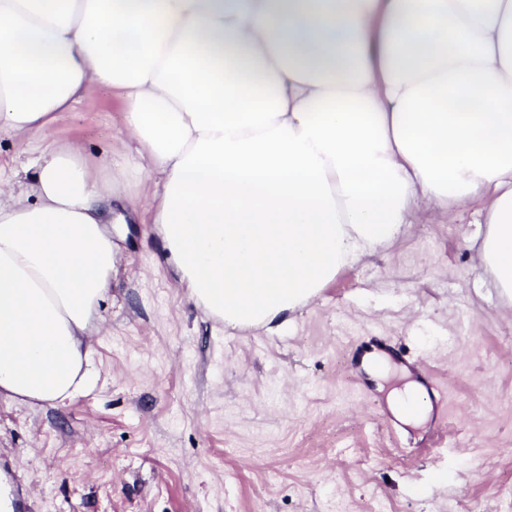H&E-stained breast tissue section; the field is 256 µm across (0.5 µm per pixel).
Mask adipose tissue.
Masks as SVG:
<instances>
[{"instance_id":"1","label":"adipose tissue","mask_w":512,"mask_h":512,"mask_svg":"<svg viewBox=\"0 0 512 512\" xmlns=\"http://www.w3.org/2000/svg\"><path fill=\"white\" fill-rule=\"evenodd\" d=\"M119 92L124 168L74 145L0 173V398L59 408L100 371L127 169L206 315L266 326L398 241L421 207L481 202L474 269L512 296V0H0V133ZM396 416L431 411L407 370Z\"/></svg>"}]
</instances>
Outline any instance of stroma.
Returning <instances> with one entry per match:
<instances>
[{
    "label": "stroma",
    "instance_id": "obj_1",
    "mask_svg": "<svg viewBox=\"0 0 512 512\" xmlns=\"http://www.w3.org/2000/svg\"><path fill=\"white\" fill-rule=\"evenodd\" d=\"M124 107L103 88L27 141L0 136L21 181L39 151L77 144L124 164ZM128 171L122 262L100 303L101 382L68 406L0 400V473L29 512H504L512 484V302L480 281L465 239L479 204L423 212L396 244L341 270L268 330L226 329L173 279ZM401 344L435 375L411 426L359 370L364 343ZM449 430L429 455L401 448Z\"/></svg>",
    "mask_w": 512,
    "mask_h": 512
}]
</instances>
